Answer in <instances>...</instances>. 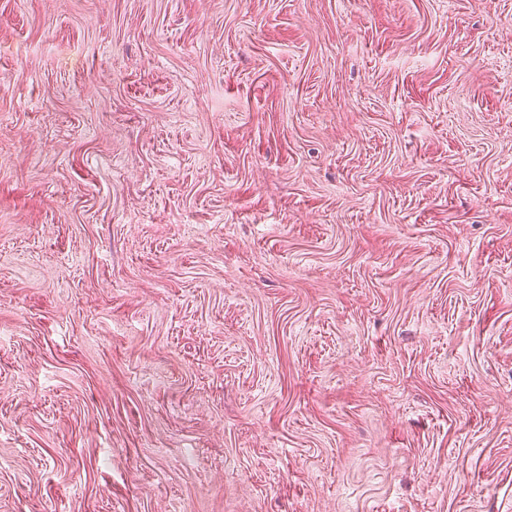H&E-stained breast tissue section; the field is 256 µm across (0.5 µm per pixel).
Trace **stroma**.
Returning <instances> with one entry per match:
<instances>
[{"label": "stroma", "instance_id": "obj_1", "mask_svg": "<svg viewBox=\"0 0 512 512\" xmlns=\"http://www.w3.org/2000/svg\"><path fill=\"white\" fill-rule=\"evenodd\" d=\"M0 512H512V0H0Z\"/></svg>", "mask_w": 512, "mask_h": 512}]
</instances>
